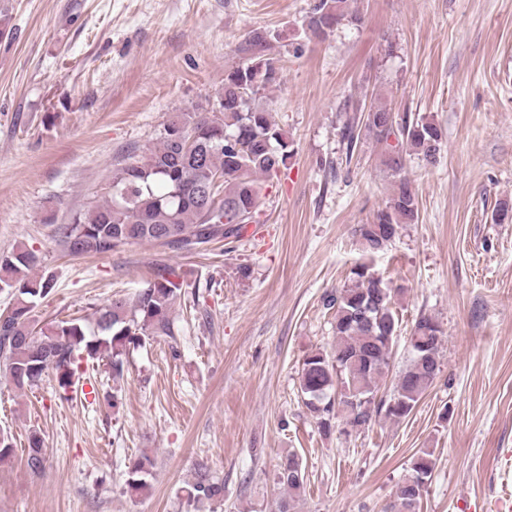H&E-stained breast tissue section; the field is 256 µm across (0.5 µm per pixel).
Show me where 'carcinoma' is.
I'll return each instance as SVG.
<instances>
[{
	"label": "carcinoma",
	"instance_id": "1",
	"mask_svg": "<svg viewBox=\"0 0 512 512\" xmlns=\"http://www.w3.org/2000/svg\"><path fill=\"white\" fill-rule=\"evenodd\" d=\"M360 21L349 0H318L307 29L323 39L339 26ZM270 40L267 31L251 30L246 39L249 62L224 72L219 108L170 113L157 146L113 172L110 199L75 213L59 228L70 255L106 254L132 242L190 252L215 240L240 238L262 197L260 177L277 174L293 155L291 142L271 120L269 107L258 104L281 78L279 60L268 53ZM358 112L342 130L347 155L353 154L364 134L382 147L384 165L397 175L385 206L371 223L358 228L363 251L373 256L394 241L401 225L418 220L415 188L400 176L404 156L414 154L436 163L445 135L426 115H396L374 103ZM37 264L36 255L20 246L0 253V291L14 296L11 311L0 314V377L17 389L36 386L50 375L67 394L76 388L84 361L107 362L115 382L124 375L130 350L144 337L174 335L171 310L183 282L167 265L155 269L153 280L133 300L115 298L99 310L95 331L75 318L60 321L39 336L33 334L37 302L53 288L51 276L31 275ZM395 296L396 289L362 263L351 271L350 284L326 297V308L334 311L333 341L328 349L306 355L299 383L322 434H330L339 417L361 426L381 414L395 421L405 418L436 380L444 334L437 322L422 316L411 330L410 358L392 396L377 398L399 325ZM26 463L34 473L44 468L43 439L36 431L28 435ZM150 466L146 456L132 463L128 492L150 491ZM434 467L433 452L421 451L397 486L395 512H419ZM275 482L286 492L277 512H294L305 484L297 455L281 460ZM221 493L222 487L204 467L186 489L190 504Z\"/></svg>",
	"mask_w": 512,
	"mask_h": 512
}]
</instances>
